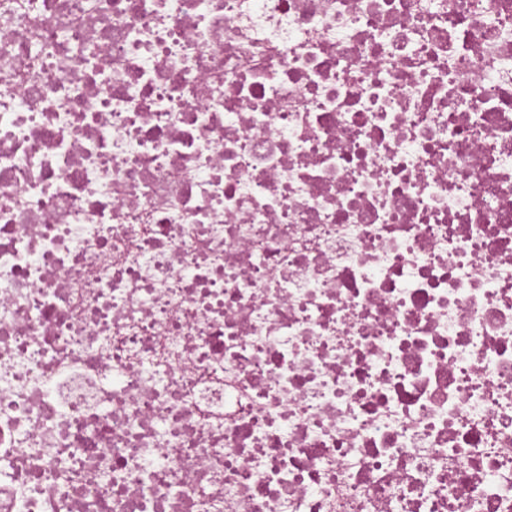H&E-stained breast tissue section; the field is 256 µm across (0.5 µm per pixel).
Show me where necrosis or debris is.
I'll use <instances>...</instances> for the list:
<instances>
[{"mask_svg": "<svg viewBox=\"0 0 512 512\" xmlns=\"http://www.w3.org/2000/svg\"><path fill=\"white\" fill-rule=\"evenodd\" d=\"M0 512H512V0H0Z\"/></svg>", "mask_w": 512, "mask_h": 512, "instance_id": "1", "label": "necrosis or debris"}]
</instances>
